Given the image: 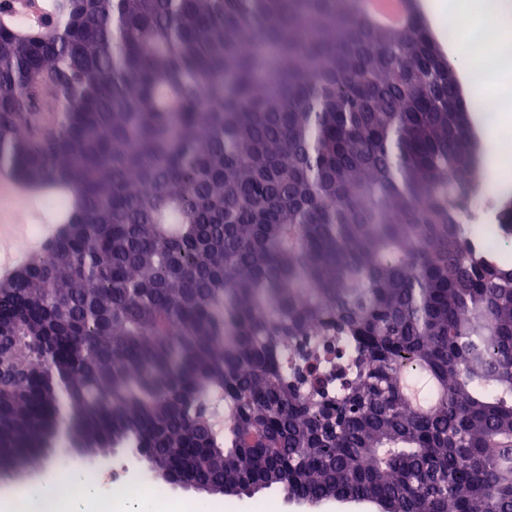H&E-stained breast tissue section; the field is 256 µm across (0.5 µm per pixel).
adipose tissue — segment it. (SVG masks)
Wrapping results in <instances>:
<instances>
[{
	"label": "adipose tissue",
	"mask_w": 512,
	"mask_h": 512,
	"mask_svg": "<svg viewBox=\"0 0 512 512\" xmlns=\"http://www.w3.org/2000/svg\"><path fill=\"white\" fill-rule=\"evenodd\" d=\"M101 489L88 481L80 465L59 472L48 470L17 487L0 490V512H21L30 507L38 512L49 506L51 512H96Z\"/></svg>",
	"instance_id": "adipose-tissue-1"
}]
</instances>
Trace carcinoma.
<instances>
[{
	"instance_id": "carcinoma-1",
	"label": "carcinoma",
	"mask_w": 512,
	"mask_h": 512,
	"mask_svg": "<svg viewBox=\"0 0 512 512\" xmlns=\"http://www.w3.org/2000/svg\"><path fill=\"white\" fill-rule=\"evenodd\" d=\"M0 0V176L63 209L0 278L28 373L0 450L182 449L226 489L512 512V267L480 254L467 102L416 11ZM512 241V203L495 207ZM54 370L47 375L49 353ZM393 3L391 1H381L372 5L366 12V17L378 28H396L403 27L407 20L402 9L396 5L380 6L381 3Z\"/></svg>"
}]
</instances>
